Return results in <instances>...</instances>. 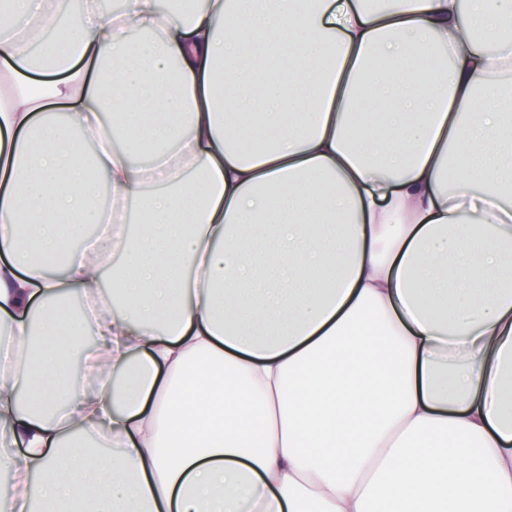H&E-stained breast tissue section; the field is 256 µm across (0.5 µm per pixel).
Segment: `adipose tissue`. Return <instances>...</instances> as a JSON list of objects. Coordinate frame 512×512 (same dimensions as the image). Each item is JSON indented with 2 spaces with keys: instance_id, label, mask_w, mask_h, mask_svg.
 <instances>
[{
  "instance_id": "adipose-tissue-1",
  "label": "adipose tissue",
  "mask_w": 512,
  "mask_h": 512,
  "mask_svg": "<svg viewBox=\"0 0 512 512\" xmlns=\"http://www.w3.org/2000/svg\"><path fill=\"white\" fill-rule=\"evenodd\" d=\"M161 2L0 0V512H512V0Z\"/></svg>"
}]
</instances>
